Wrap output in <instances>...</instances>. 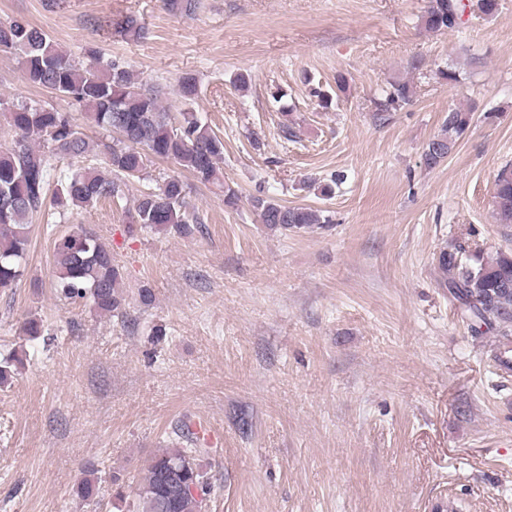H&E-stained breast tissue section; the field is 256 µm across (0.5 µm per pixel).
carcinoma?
<instances>
[{
  "instance_id": "cac0c4a2",
  "label": "carcinoma",
  "mask_w": 512,
  "mask_h": 512,
  "mask_svg": "<svg viewBox=\"0 0 512 512\" xmlns=\"http://www.w3.org/2000/svg\"><path fill=\"white\" fill-rule=\"evenodd\" d=\"M465 5L459 0H431L424 16L430 31L452 30ZM127 37H143V27L127 17L115 22ZM0 51L18 54L25 81L84 107L94 125L120 139L110 145L91 140L68 112L45 105L18 104L9 112L13 146L0 150V288H14L26 275L32 219L45 212L51 172L57 170L53 204L83 208L96 201H119L124 186L143 180L152 159H170L202 184L223 183L220 163L224 141L193 112L175 116L157 92L137 82L116 60L95 49L79 63L59 49L42 28L22 19L0 21ZM179 93L191 101L198 93L191 75L179 81ZM412 87L393 82L383 89L378 111L396 112L412 102ZM471 122V110L448 108L440 133L426 146L422 160L434 168L452 152ZM42 139L35 145L32 137ZM67 162V168L58 164ZM253 208L271 230L312 228L329 222L320 210L288 207L255 196ZM498 223L512 224V165L499 172L493 193ZM131 223L148 231L192 232L200 223L186 203V185L177 176L141 191ZM54 287L66 299H89L96 310L124 317L126 297L122 273L112 250L94 233L80 227L54 240ZM439 269L450 293L474 324L502 333L512 343V252L467 254L462 245L443 253ZM203 448H163L147 465L139 497L141 512H202V496H211L197 456Z\"/></svg>"
}]
</instances>
